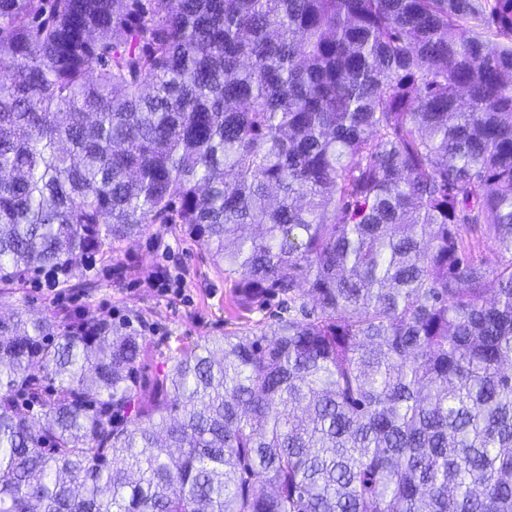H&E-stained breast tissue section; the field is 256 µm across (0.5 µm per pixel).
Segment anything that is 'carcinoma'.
Returning a JSON list of instances; mask_svg holds the SVG:
<instances>
[{"mask_svg": "<svg viewBox=\"0 0 512 512\" xmlns=\"http://www.w3.org/2000/svg\"><path fill=\"white\" fill-rule=\"evenodd\" d=\"M147 224L284 313L1 316L0 512H512V0H0V283Z\"/></svg>", "mask_w": 512, "mask_h": 512, "instance_id": "cac0c4a2", "label": "carcinoma"}]
</instances>
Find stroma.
<instances>
[{
	"label": "stroma",
	"instance_id": "1",
	"mask_svg": "<svg viewBox=\"0 0 512 512\" xmlns=\"http://www.w3.org/2000/svg\"><path fill=\"white\" fill-rule=\"evenodd\" d=\"M163 265L185 270L182 294L164 295L150 287V277ZM75 277L91 281V288H71L45 275L13 288L0 286V314L23 308L37 316L65 317L79 307L89 318L132 321L148 346L142 367L149 376L166 367L176 346L273 321L278 310L274 299L251 311L241 309L235 280L177 224H153L135 239L114 243L94 267H79Z\"/></svg>",
	"mask_w": 512,
	"mask_h": 512
}]
</instances>
